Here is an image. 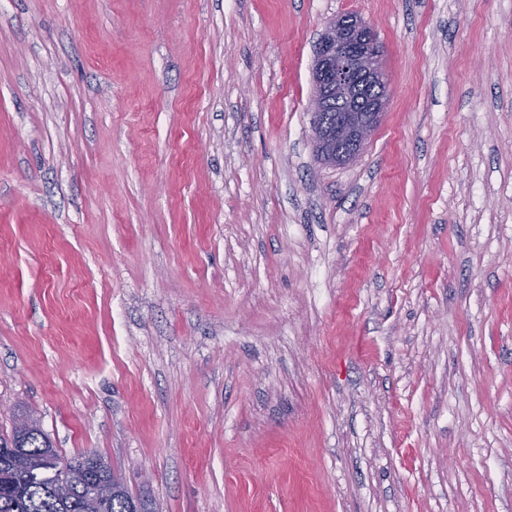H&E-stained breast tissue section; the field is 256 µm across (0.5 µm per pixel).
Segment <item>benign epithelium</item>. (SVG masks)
Here are the masks:
<instances>
[{
    "instance_id": "benign-epithelium-1",
    "label": "benign epithelium",
    "mask_w": 512,
    "mask_h": 512,
    "mask_svg": "<svg viewBox=\"0 0 512 512\" xmlns=\"http://www.w3.org/2000/svg\"><path fill=\"white\" fill-rule=\"evenodd\" d=\"M314 68L311 112L325 111L333 99L345 105L336 133L314 126V143L324 148L336 138V164L350 163L366 147L388 105L386 93L367 99L358 96L361 91L385 90L389 85L374 27L352 13L331 20L320 38Z\"/></svg>"
}]
</instances>
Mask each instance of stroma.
Returning <instances> with one entry per match:
<instances>
[{"label":"stroma","mask_w":512,"mask_h":512,"mask_svg":"<svg viewBox=\"0 0 512 512\" xmlns=\"http://www.w3.org/2000/svg\"><path fill=\"white\" fill-rule=\"evenodd\" d=\"M383 47L355 161L326 24ZM147 512H512V0H0V432ZM314 68L311 112H324L335 96L346 105L336 124V165L350 163L366 147L388 105L389 80L374 27L356 14L336 16L320 38ZM377 89L384 93L371 95L364 110L365 99L358 93Z\"/></svg>","instance_id":"stroma-1"}]
</instances>
